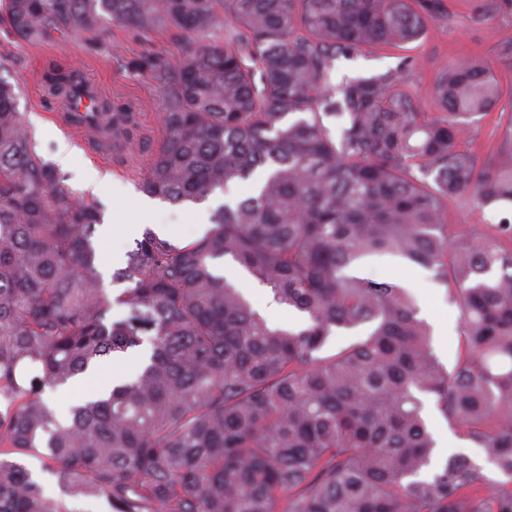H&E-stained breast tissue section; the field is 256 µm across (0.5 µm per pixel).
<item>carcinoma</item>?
I'll return each instance as SVG.
<instances>
[{
	"label": "carcinoma",
	"instance_id": "obj_1",
	"mask_svg": "<svg viewBox=\"0 0 512 512\" xmlns=\"http://www.w3.org/2000/svg\"><path fill=\"white\" fill-rule=\"evenodd\" d=\"M442 0H0L23 40L95 35L105 18L194 45L136 58L164 90L165 135L142 191L172 203L255 180L181 245L147 228L107 293L99 209L35 150L0 78V512H512V220L449 232L448 202L512 212V111L484 161L457 132L506 93L451 66L417 112L393 73L331 82L336 47L419 40ZM55 97L78 98L64 67ZM87 127L118 138L110 102ZM395 255L455 304V364L413 298L355 274ZM229 259L303 316L288 330L218 274ZM125 316H112L114 306ZM134 374L62 418L45 399L102 357ZM507 477L456 453L431 467L425 401ZM46 490V493L49 496L56 498H64L66 500L67 506L73 512H103L101 510H108L107 505L103 500L99 499H88V498H71L63 496L58 488V485L55 482L54 488L52 490Z\"/></svg>",
	"mask_w": 512,
	"mask_h": 512
}]
</instances>
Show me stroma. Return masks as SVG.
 <instances>
[{"label": "stroma", "instance_id": "1", "mask_svg": "<svg viewBox=\"0 0 512 512\" xmlns=\"http://www.w3.org/2000/svg\"><path fill=\"white\" fill-rule=\"evenodd\" d=\"M186 46V38L177 32L160 31L141 35L131 28L112 22L101 27L96 42L65 36L43 44L24 42L9 34L0 23V76L16 87L17 110L46 161L56 162L60 143H67L72 156L61 167L65 187L82 203L100 208L103 220L96 239L104 252L126 254L131 240L113 242L108 235L112 225V207L119 203L134 205L143 199L140 184L164 137L162 107L164 94L148 73L130 68V61L144 53H153L168 62H176ZM490 61L503 86L512 85V0H443V8L432 20L425 37L400 48L377 51L356 50L338 56L331 73L333 83L347 77L395 73L403 78L417 111L435 113L441 106L433 88L437 78L463 60ZM60 63L81 67L95 81L103 96L133 115L130 136L122 141L109 138L90 140L71 129L62 118V107L47 93L41 76L44 68ZM94 167L102 177L99 185H87L81 178L85 167ZM254 191L252 182L231 185L228 192H215L201 203H161L159 209L144 216L143 227L172 224L174 243L195 238L192 217L198 211H214L225 198L240 200ZM219 273L233 278L254 309L278 326L293 323L287 307L276 306L269 288L261 285L229 262H217ZM365 276L394 282L415 299L419 318L436 314L431 322L432 343L440 350L446 365H454L460 323L455 307L448 302L444 286L429 272L409 266L392 257L368 266Z\"/></svg>", "mask_w": 512, "mask_h": 512}]
</instances>
